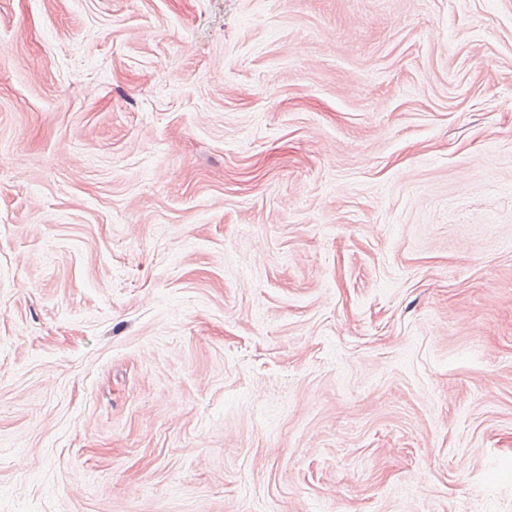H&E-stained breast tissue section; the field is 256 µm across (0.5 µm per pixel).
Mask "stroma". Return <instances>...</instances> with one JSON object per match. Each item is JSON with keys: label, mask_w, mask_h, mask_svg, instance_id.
<instances>
[{"label": "stroma", "mask_w": 512, "mask_h": 512, "mask_svg": "<svg viewBox=\"0 0 512 512\" xmlns=\"http://www.w3.org/2000/svg\"><path fill=\"white\" fill-rule=\"evenodd\" d=\"M0 512H512V0H0Z\"/></svg>", "instance_id": "obj_1"}]
</instances>
